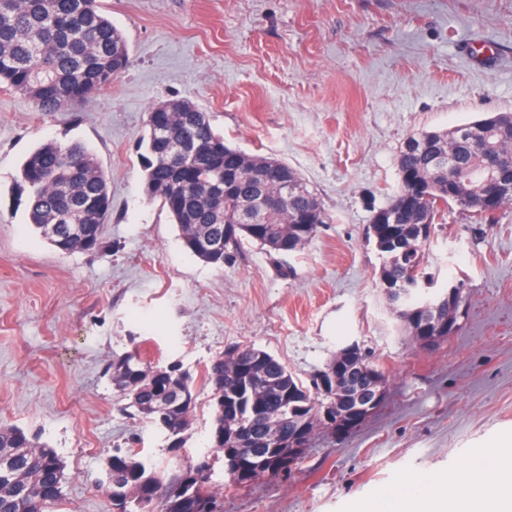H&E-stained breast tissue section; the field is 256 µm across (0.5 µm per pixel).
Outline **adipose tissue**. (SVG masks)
<instances>
[{
	"mask_svg": "<svg viewBox=\"0 0 512 512\" xmlns=\"http://www.w3.org/2000/svg\"><path fill=\"white\" fill-rule=\"evenodd\" d=\"M494 457L492 479L467 468L426 482L406 477L362 512H512V450H495Z\"/></svg>",
	"mask_w": 512,
	"mask_h": 512,
	"instance_id": "ef3b65f1",
	"label": "adipose tissue"
}]
</instances>
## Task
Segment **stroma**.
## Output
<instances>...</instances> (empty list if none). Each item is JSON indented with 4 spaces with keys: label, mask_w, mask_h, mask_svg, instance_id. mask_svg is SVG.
<instances>
[{
    "label": "stroma",
    "mask_w": 512,
    "mask_h": 512,
    "mask_svg": "<svg viewBox=\"0 0 512 512\" xmlns=\"http://www.w3.org/2000/svg\"><path fill=\"white\" fill-rule=\"evenodd\" d=\"M131 67L88 103L40 111L0 88V427L40 435L66 465L57 512H112L101 486L115 453L157 469L210 443L211 360L233 345L302 380L357 343L386 397L343 439L320 432L290 475L224 488V512H360L407 476L474 466L512 441V205L495 223L452 206L423 247L438 287L463 276L460 329L429 350L402 331L367 239L398 188L406 140L512 113V0H102ZM185 99L227 143L284 162L328 219L302 250L244 241L217 267L188 251L144 194L147 114ZM86 147L112 213L103 251L66 255L28 220L20 167L36 146ZM140 350L194 380L186 442L131 415L112 355Z\"/></svg>",
    "instance_id": "1"
}]
</instances>
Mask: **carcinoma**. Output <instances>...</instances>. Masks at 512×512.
Returning <instances> with one entry per match:
<instances>
[{
	"label": "carcinoma",
	"mask_w": 512,
	"mask_h": 512,
	"mask_svg": "<svg viewBox=\"0 0 512 512\" xmlns=\"http://www.w3.org/2000/svg\"><path fill=\"white\" fill-rule=\"evenodd\" d=\"M127 42L102 14L99 0H0V86L32 100L42 111L83 104L109 88L130 66ZM486 125L497 143L499 177L512 184V113L474 121ZM430 144L424 153L405 146L398 162L399 187L380 208V222L368 225L383 259V286L407 287L409 273L422 268L428 240L420 222L435 223L454 204L480 224H493L497 212L512 204V192L492 209L483 205L460 172L478 164L473 145L457 127L410 136ZM184 143L189 153L175 161L171 145ZM140 154L144 193L158 200L177 224L184 246L197 258L224 266L242 240L255 241L277 254L301 249L326 223L319 197L288 163L249 155L224 142L208 113L180 99L167 100L148 112ZM453 153L458 171L440 168L436 157ZM284 171L298 191L279 199L277 172ZM29 189V223L59 251L71 254L102 249L101 226L112 207L108 182L93 155L82 145L46 142L21 167ZM271 202L266 223L249 229L239 223L244 203L260 195ZM224 241L220 252L203 243ZM422 296L391 305L408 335L439 315L424 306ZM112 386L128 401L133 414L154 424L181 448L195 405L193 379L175 365L153 367L140 352L115 355L108 365ZM213 396L210 448L224 459L228 484L246 486L263 478L288 475V467L253 462L260 452L273 458L288 451L299 428L304 444L326 432L314 413L319 401L316 378L304 383L271 354L251 346H235L215 357L206 370ZM17 449L8 474L0 472V512H50L64 500L65 465L40 438L15 426L0 427V451ZM110 464L122 468L118 485L105 479L112 512H224V495L214 470L195 477L197 463L185 462L163 476L133 453L115 454Z\"/></svg>",
	"instance_id": "carcinoma-1"
}]
</instances>
